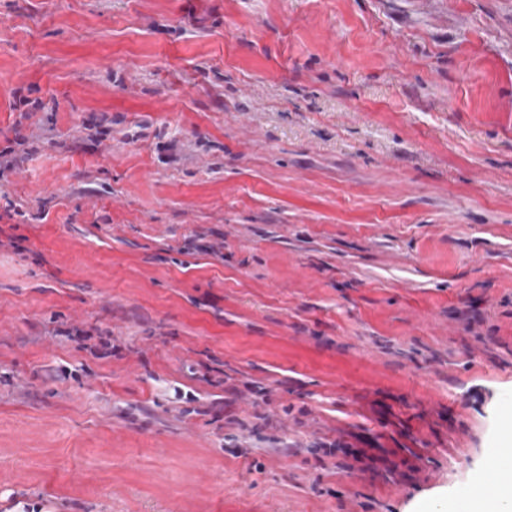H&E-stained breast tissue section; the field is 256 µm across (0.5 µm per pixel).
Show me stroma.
<instances>
[{
	"label": "stroma",
	"mask_w": 512,
	"mask_h": 512,
	"mask_svg": "<svg viewBox=\"0 0 512 512\" xmlns=\"http://www.w3.org/2000/svg\"><path fill=\"white\" fill-rule=\"evenodd\" d=\"M7 148L0 512L478 490L512 419V0H0ZM322 447L329 448V450L325 453L327 456H335V453L341 452L345 458H352V460L356 463H365L366 460H368L369 463L365 464L362 469H372L373 465L377 461L385 462L384 458L368 455L364 449H355L350 444H345L338 441L334 443L323 444Z\"/></svg>",
	"instance_id": "stroma-1"
}]
</instances>
